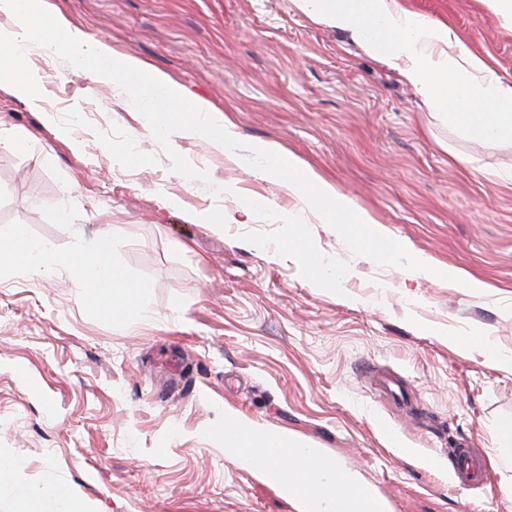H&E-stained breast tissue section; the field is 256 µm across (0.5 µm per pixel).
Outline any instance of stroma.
Segmentation results:
<instances>
[{
	"label": "stroma",
	"instance_id": "obj_1",
	"mask_svg": "<svg viewBox=\"0 0 512 512\" xmlns=\"http://www.w3.org/2000/svg\"><path fill=\"white\" fill-rule=\"evenodd\" d=\"M83 33L147 61L190 98L232 117L243 142L276 143L379 220L408 248L485 291L412 280L352 255L286 191L222 151L175 134L209 183L172 171L130 100L59 57L31 54L40 109L0 86V238L13 225L59 254L92 251L121 225L109 260L147 291L96 317L72 271L0 274V451L32 489L55 483L99 512H301L257 471L233 465L215 428L226 415L288 434L373 483L389 512H512V143L436 122L417 93L293 0H51ZM448 23L512 79V29L483 0H408ZM69 136L56 133L58 126ZM257 208L233 220L243 200ZM290 214L323 259L303 274L273 212ZM221 212L223 224H202ZM449 335L479 332L457 348ZM399 372L418 402L379 399L366 366ZM397 429L389 444L379 422ZM485 449L490 486L458 490L448 450Z\"/></svg>",
	"mask_w": 512,
	"mask_h": 512
}]
</instances>
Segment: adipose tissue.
Here are the masks:
<instances>
[{"label": "adipose tissue", "instance_id": "ef3b65f1", "mask_svg": "<svg viewBox=\"0 0 512 512\" xmlns=\"http://www.w3.org/2000/svg\"><path fill=\"white\" fill-rule=\"evenodd\" d=\"M293 2L314 22L346 33L368 56L390 68L439 122L481 141H512V80L503 79L485 57L470 51L447 23L425 18L406 0ZM120 232L119 225H105L93 252L73 256L68 264L92 311L103 320L128 306L129 291L108 261ZM59 265L54 246L33 242L26 225H14L9 240L0 242V270L50 275ZM323 474L332 475L341 489L350 486L336 462L317 449L288 462L289 481L309 484ZM57 503L64 504L65 512H96L74 491L62 493L51 484L25 492L22 512H53Z\"/></svg>", "mask_w": 512, "mask_h": 512}]
</instances>
